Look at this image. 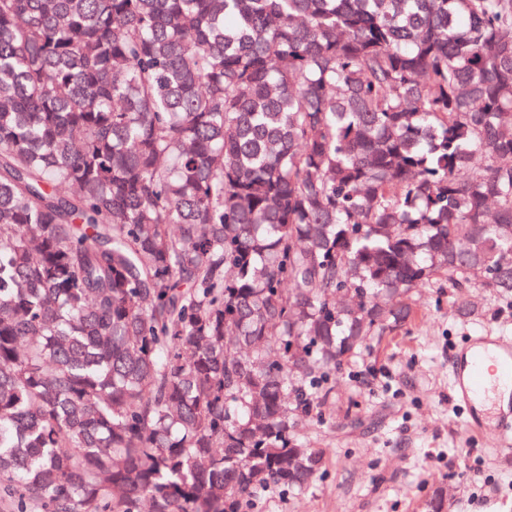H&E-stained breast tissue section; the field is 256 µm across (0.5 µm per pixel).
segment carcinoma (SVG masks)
<instances>
[{
	"mask_svg": "<svg viewBox=\"0 0 512 512\" xmlns=\"http://www.w3.org/2000/svg\"><path fill=\"white\" fill-rule=\"evenodd\" d=\"M442 277L512 295V0H0L8 512L304 490Z\"/></svg>",
	"mask_w": 512,
	"mask_h": 512,
	"instance_id": "1",
	"label": "carcinoma"
}]
</instances>
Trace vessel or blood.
Returning <instances> with one entry per match:
<instances>
[{"label": "vessel or blood", "instance_id": "b4317fda", "mask_svg": "<svg viewBox=\"0 0 512 512\" xmlns=\"http://www.w3.org/2000/svg\"><path fill=\"white\" fill-rule=\"evenodd\" d=\"M456 376L458 400L467 406H474L476 398L485 395L497 377L512 380V338H476Z\"/></svg>", "mask_w": 512, "mask_h": 512}]
</instances>
